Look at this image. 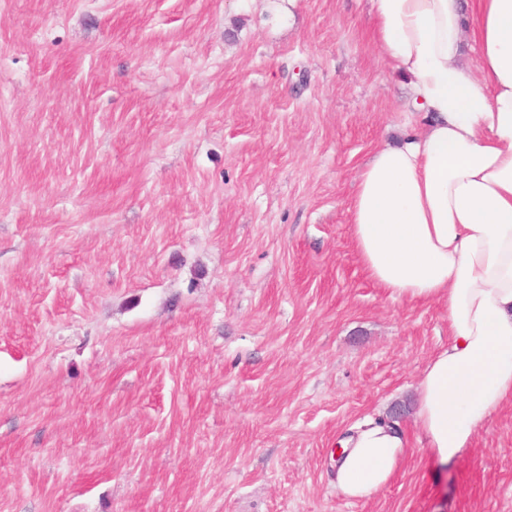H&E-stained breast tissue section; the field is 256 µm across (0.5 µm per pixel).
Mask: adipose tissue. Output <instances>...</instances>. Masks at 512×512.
Returning a JSON list of instances; mask_svg holds the SVG:
<instances>
[{"instance_id":"1","label":"adipose tissue","mask_w":512,"mask_h":512,"mask_svg":"<svg viewBox=\"0 0 512 512\" xmlns=\"http://www.w3.org/2000/svg\"><path fill=\"white\" fill-rule=\"evenodd\" d=\"M370 4L377 51L428 126L361 170L350 234L390 297L447 306L449 343L416 393L426 451L444 465L512 400V0ZM407 446L398 424L355 427L333 460L337 489L371 498Z\"/></svg>"}]
</instances>
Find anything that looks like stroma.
<instances>
[{"label":"stroma","mask_w":512,"mask_h":512,"mask_svg":"<svg viewBox=\"0 0 512 512\" xmlns=\"http://www.w3.org/2000/svg\"><path fill=\"white\" fill-rule=\"evenodd\" d=\"M369 0H0V512H512V403L448 464L348 207L421 131ZM410 448L371 499L350 427ZM332 458L336 488L353 499H369L389 483L408 448L398 423L369 421L339 442Z\"/></svg>","instance_id":"35a3bbf8"}]
</instances>
